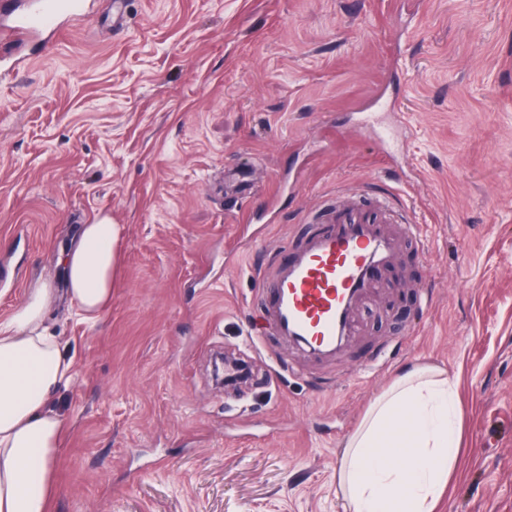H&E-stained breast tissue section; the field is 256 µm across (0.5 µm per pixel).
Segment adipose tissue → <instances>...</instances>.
Returning <instances> with one entry per match:
<instances>
[{"mask_svg": "<svg viewBox=\"0 0 512 512\" xmlns=\"http://www.w3.org/2000/svg\"><path fill=\"white\" fill-rule=\"evenodd\" d=\"M118 225H79L63 253L79 321L93 325L112 304ZM56 292L32 282L0 319V512H54L57 462L69 426L53 406L76 363L46 318ZM463 411L445 371L413 366L369 405L347 439L336 483L345 512H437L458 462Z\"/></svg>", "mask_w": 512, "mask_h": 512, "instance_id": "1", "label": "adipose tissue"}]
</instances>
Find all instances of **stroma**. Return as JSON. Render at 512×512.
Returning <instances> with one entry per match:
<instances>
[{"label": "stroma", "instance_id": "obj_1", "mask_svg": "<svg viewBox=\"0 0 512 512\" xmlns=\"http://www.w3.org/2000/svg\"><path fill=\"white\" fill-rule=\"evenodd\" d=\"M94 0L0 76V317L63 284L72 229L121 227L76 359L58 512H344L343 445L404 368L457 381L439 512H512V0ZM420 224L357 310L336 369L265 327L255 269L324 223L336 189ZM263 341H256L255 330ZM225 352L252 380L216 387Z\"/></svg>", "mask_w": 512, "mask_h": 512}]
</instances>
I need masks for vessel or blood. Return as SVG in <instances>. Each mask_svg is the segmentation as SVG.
I'll return each mask as SVG.
<instances>
[{
	"label": "vessel or blood",
	"instance_id": "obj_1",
	"mask_svg": "<svg viewBox=\"0 0 512 512\" xmlns=\"http://www.w3.org/2000/svg\"><path fill=\"white\" fill-rule=\"evenodd\" d=\"M91 7V0H30L10 14L6 26L17 42L37 37L47 49L64 23ZM355 197L351 190L342 193L344 208L257 277L274 334L326 363L341 357L356 336L355 314L375 290L374 268L392 265L400 240L419 235L395 199L373 197L378 215L372 220L355 206Z\"/></svg>",
	"mask_w": 512,
	"mask_h": 512
}]
</instances>
